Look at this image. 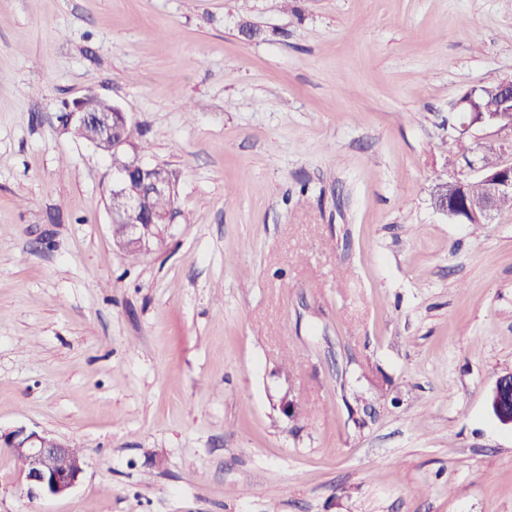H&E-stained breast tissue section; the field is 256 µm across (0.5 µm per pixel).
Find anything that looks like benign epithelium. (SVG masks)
<instances>
[{"label": "benign epithelium", "mask_w": 512, "mask_h": 512, "mask_svg": "<svg viewBox=\"0 0 512 512\" xmlns=\"http://www.w3.org/2000/svg\"><path fill=\"white\" fill-rule=\"evenodd\" d=\"M467 101L458 102L459 132L467 133L474 126L496 127L512 132V109L497 112H469ZM63 122L73 126L75 133L94 124L100 139L94 146L104 152L124 151L129 141L120 130L129 127L128 113L112 103L103 112L84 111L83 100L67 105ZM468 172L438 183L432 204L436 211L459 224H490L497 213L500 198L512 195V165L496 167L483 165L481 159L466 160ZM479 179L484 191L479 196L466 195V185L472 178ZM173 193L172 182L162 167H148L133 162L130 171L115 182L112 195L124 200L121 210L112 212V223L126 225L128 240L119 246L133 245L139 252H148L161 240L170 221V215H148L142 210L144 193ZM490 408L494 417L503 425L512 426V371L499 376L490 395ZM0 445L13 450L22 463V474L29 497L62 496L71 492L84 473V458L75 456L67 465L60 464L69 447L47 437L46 433L19 427L0 432Z\"/></svg>", "instance_id": "7a95c632"}]
</instances>
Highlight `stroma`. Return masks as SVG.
Returning <instances> with one entry per match:
<instances>
[{"mask_svg": "<svg viewBox=\"0 0 512 512\" xmlns=\"http://www.w3.org/2000/svg\"><path fill=\"white\" fill-rule=\"evenodd\" d=\"M502 79L512 0H0V429L86 460L32 499L1 446L0 512H512V210L431 204ZM91 92L173 183L147 253ZM497 83L483 85L474 98V106L480 112H468L465 105L468 103L460 99L458 119L460 134L464 135L474 126L496 127L499 130H509L512 134V109H508V103L512 104V81H502L499 86V98L504 100L498 112H484L490 101L498 97ZM89 96L99 97L96 94H89L74 101L72 105L67 104V112L64 114L63 122L66 126L72 125L76 134H79L85 126L94 124L100 132V139L94 142L97 138V131L95 127L88 126L85 128L84 135L86 141L94 142L92 144L103 153L125 151L130 144L121 135L120 129H127L130 126L128 112H124L121 107L106 99L108 108L99 112L102 105L97 99L88 98L84 101ZM83 101L86 112L83 108ZM113 110L118 112H112ZM490 408L502 425L512 427V371L497 378L490 395Z\"/></svg>", "mask_w": 512, "mask_h": 512, "instance_id": "stroma-1", "label": "stroma"}]
</instances>
